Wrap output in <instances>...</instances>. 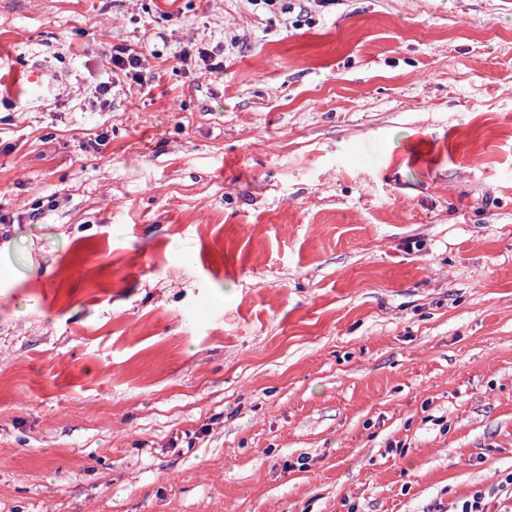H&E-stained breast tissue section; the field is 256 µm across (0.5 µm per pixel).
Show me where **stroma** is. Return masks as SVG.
<instances>
[{
  "instance_id": "1",
  "label": "stroma",
  "mask_w": 512,
  "mask_h": 512,
  "mask_svg": "<svg viewBox=\"0 0 512 512\" xmlns=\"http://www.w3.org/2000/svg\"><path fill=\"white\" fill-rule=\"evenodd\" d=\"M0 215V512L512 472V0H0ZM122 54L127 56H122L120 54H114L112 56V81L109 82V80L101 82L98 88V92L100 94L106 93L107 90L110 88V85L114 83L113 78H116L118 81H120V73H123L127 77L130 74V70H135V73L133 75L137 76L140 80H142V74L140 70H137V68L140 66V58L137 54L132 53H126L122 52Z\"/></svg>"
}]
</instances>
